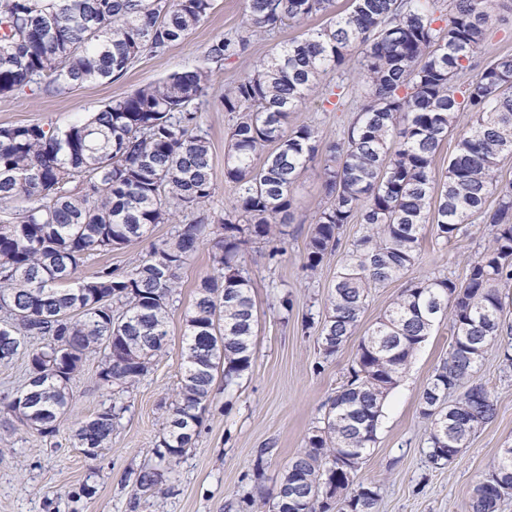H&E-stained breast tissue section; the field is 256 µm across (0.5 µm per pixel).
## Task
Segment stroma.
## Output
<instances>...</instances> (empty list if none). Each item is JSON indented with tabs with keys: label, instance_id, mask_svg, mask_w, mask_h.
I'll use <instances>...</instances> for the list:
<instances>
[{
	"label": "stroma",
	"instance_id": "stroma-1",
	"mask_svg": "<svg viewBox=\"0 0 512 512\" xmlns=\"http://www.w3.org/2000/svg\"><path fill=\"white\" fill-rule=\"evenodd\" d=\"M323 17L283 31L250 34L246 52L214 67L211 89L202 106L201 124L211 145L215 194L208 208L223 215L235 196L224 180V152L230 117L221 98L225 88L260 60L304 29L323 25ZM245 32L244 0H216L215 8L191 35L164 53L135 60L121 77L89 82L62 94L27 92L0 96V126L41 124L66 128L112 99L159 82L175 70L203 63L217 37ZM324 89L316 87L292 123L318 126L324 142L339 140L353 110L357 92H348L340 111L322 108ZM297 208L284 225L283 253L270 262L269 243L254 242L246 256L257 313L251 368L232 387L216 379L202 415L200 433L165 476L160 498L135 497L133 471L154 463L153 450L164 431V411L181 379L179 351L184 345L185 316L195 287L212 275L210 241L200 239L181 273V288L171 309L168 344L150 372L123 395L128 407L112 433L111 443L88 457L73 447L77 423L109 403L111 389L98 372L100 358L88 355L71 383L72 403L53 436L28 432L12 415L0 412V512H236L246 495L272 492L279 472L300 452L320 426L338 388L347 381L358 338H351L333 357L320 350L319 323L326 315L330 287L363 227L345 225L338 248L328 253L318 273L305 268V243L314 216L326 200L320 162H312L298 181ZM173 227L157 225L150 241L89 258L79 269L90 276L102 265L129 267L146 255L151 241L169 237ZM490 238L482 220L466 234L446 242L426 230L417 264L386 286L373 289L359 325L367 330L410 282L445 276L463 282L469 267ZM289 308H282V301ZM314 325H306V317ZM449 318L436 323L387 397L376 441L355 480L378 488L375 512H468L473 485L500 449L512 446V372L503 371L497 351H489L479 376L495 396V418L478 430L449 467L435 469L426 457L431 423L419 413L424 388L448 355Z\"/></svg>",
	"mask_w": 512,
	"mask_h": 512
}]
</instances>
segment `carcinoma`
I'll list each match as a JSON object with an SVG mask.
<instances>
[{
    "mask_svg": "<svg viewBox=\"0 0 512 512\" xmlns=\"http://www.w3.org/2000/svg\"><path fill=\"white\" fill-rule=\"evenodd\" d=\"M213 8L214 0H0V95L61 94L118 78L138 57L185 39ZM502 11L512 13V0H349L342 12L336 0H245L256 31L273 33L313 15L328 22L274 49L224 90L232 121L224 180L237 197L218 218L207 208L215 187L199 105L212 65L243 55V36L213 41L204 64L116 98L64 131L0 126V206L14 205L0 222V364L25 339L43 340L27 350L24 390L1 394L0 409L41 437L55 433L90 352L102 353L104 385L138 383L167 344L181 271L207 237L215 274L197 285L180 387L155 448L159 462L176 461L198 435L216 378L227 389L251 367L256 315L242 259L253 240L272 242L276 226L290 223L294 187L319 157L327 201L306 244V268L317 270L337 249L344 225L365 226L330 289L320 332L326 357L355 333L371 290L416 264L426 225L450 241L482 215L492 238L463 284L445 276L414 281L366 331L324 426L282 468L277 484L288 486V505L276 496L272 512H331L335 500L340 512H374L377 487H349L376 440L388 394L449 311L448 357L423 390L420 415L432 423L428 461L453 464L496 415L494 396L478 379L488 351L497 348L512 370L503 294L512 284V185H497L500 163L512 158V55L455 85L473 69ZM351 58L356 76L340 77L324 97L338 111L346 91L363 88L365 103L346 137L324 146L314 126L288 127L319 80ZM463 110L469 128L439 184L436 158ZM493 194L496 207L487 212ZM159 224L175 225L174 233L135 266L103 265L76 277L89 257L135 245ZM124 412L113 401L81 422L74 447L96 455ZM134 483L140 495H154L162 471L143 467ZM511 494L512 448H503L473 487L470 512H498Z\"/></svg>",
    "mask_w": 512,
    "mask_h": 512,
    "instance_id": "1",
    "label": "carcinoma"
}]
</instances>
